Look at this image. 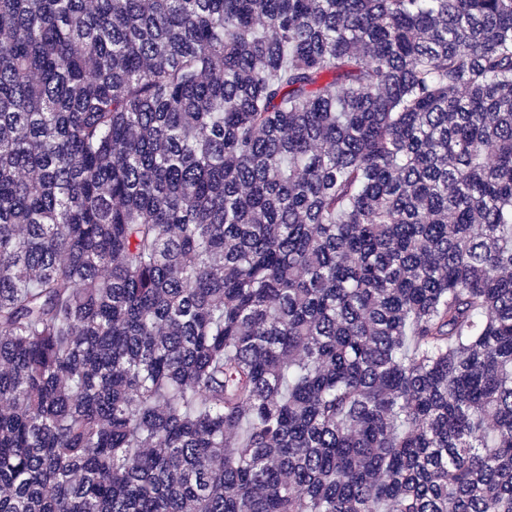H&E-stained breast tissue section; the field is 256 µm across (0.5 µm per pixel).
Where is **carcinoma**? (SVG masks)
<instances>
[{"label": "carcinoma", "instance_id": "carcinoma-1", "mask_svg": "<svg viewBox=\"0 0 512 512\" xmlns=\"http://www.w3.org/2000/svg\"><path fill=\"white\" fill-rule=\"evenodd\" d=\"M0 512H512V0H0Z\"/></svg>", "mask_w": 512, "mask_h": 512}]
</instances>
